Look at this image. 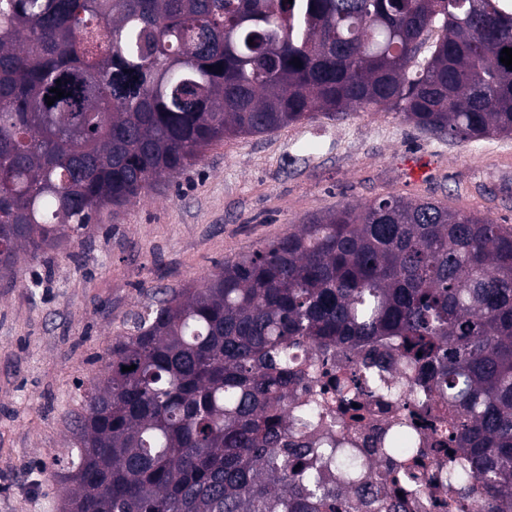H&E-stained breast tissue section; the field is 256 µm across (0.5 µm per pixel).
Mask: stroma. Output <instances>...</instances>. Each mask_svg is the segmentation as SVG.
I'll list each match as a JSON object with an SVG mask.
<instances>
[{
	"mask_svg": "<svg viewBox=\"0 0 512 512\" xmlns=\"http://www.w3.org/2000/svg\"><path fill=\"white\" fill-rule=\"evenodd\" d=\"M411 155L428 173L412 179ZM512 139H438L393 112L317 116L210 147L80 243L0 278V512H59L55 457L75 446L83 383L154 289L202 281L309 215L416 194L512 224Z\"/></svg>",
	"mask_w": 512,
	"mask_h": 512,
	"instance_id": "obj_1",
	"label": "stroma"
}]
</instances>
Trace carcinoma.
I'll return each instance as SVG.
<instances>
[{
	"label": "carcinoma",
	"instance_id": "1",
	"mask_svg": "<svg viewBox=\"0 0 512 512\" xmlns=\"http://www.w3.org/2000/svg\"><path fill=\"white\" fill-rule=\"evenodd\" d=\"M505 48L512 0H0V274L226 138L382 110L511 138ZM341 349L361 366H336L337 419L363 420L384 357L448 407L412 405L431 444L396 422L376 436L402 496L435 456L459 512H512V225L401 194L153 291L85 388L63 512H398L359 485L358 439L321 425L329 402L294 400L310 354Z\"/></svg>",
	"mask_w": 512,
	"mask_h": 512
}]
</instances>
